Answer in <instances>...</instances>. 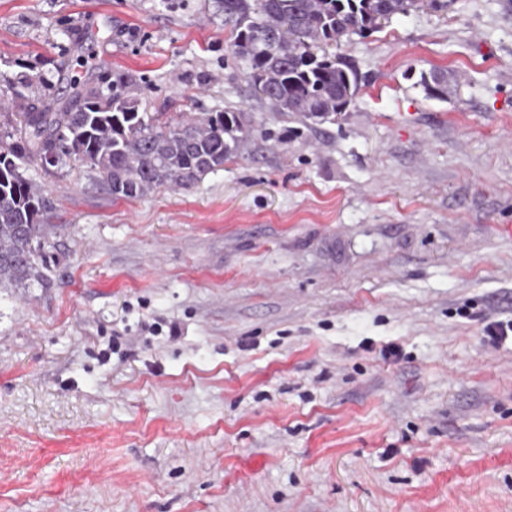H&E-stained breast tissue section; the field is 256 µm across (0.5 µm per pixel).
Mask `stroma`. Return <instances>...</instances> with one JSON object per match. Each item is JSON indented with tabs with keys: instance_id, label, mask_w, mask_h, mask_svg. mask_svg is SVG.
<instances>
[{
	"instance_id": "obj_1",
	"label": "stroma",
	"mask_w": 512,
	"mask_h": 512,
	"mask_svg": "<svg viewBox=\"0 0 512 512\" xmlns=\"http://www.w3.org/2000/svg\"><path fill=\"white\" fill-rule=\"evenodd\" d=\"M232 43L219 0H0V126L23 62L256 128L137 200L29 167L60 229L51 287L0 288V512H512V0L343 39L332 122ZM451 77L444 71H433L428 76L421 75V84L427 94L435 99L446 100L448 98V86Z\"/></svg>"
}]
</instances>
